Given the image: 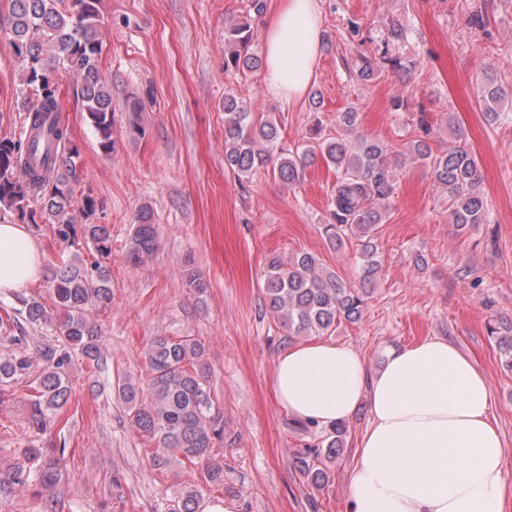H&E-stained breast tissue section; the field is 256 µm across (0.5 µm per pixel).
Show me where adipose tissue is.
<instances>
[{"label": "adipose tissue", "instance_id": "obj_1", "mask_svg": "<svg viewBox=\"0 0 512 512\" xmlns=\"http://www.w3.org/2000/svg\"><path fill=\"white\" fill-rule=\"evenodd\" d=\"M321 45L318 0H281L263 46L266 93L293 102L314 76ZM43 254L24 225L0 223V295L41 280ZM275 399L295 418L323 428L367 403L351 477L349 512H506L512 472L491 416L486 376L446 339L388 347L377 372L328 340L300 343L277 360Z\"/></svg>", "mask_w": 512, "mask_h": 512}]
</instances>
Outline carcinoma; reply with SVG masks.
<instances>
[{"label":"carcinoma","mask_w":512,"mask_h":512,"mask_svg":"<svg viewBox=\"0 0 512 512\" xmlns=\"http://www.w3.org/2000/svg\"><path fill=\"white\" fill-rule=\"evenodd\" d=\"M7 38L22 57L23 91L33 90L34 100L26 107L24 139L0 138V210L20 220L34 218L38 205L57 225L60 242L72 245L78 238L91 245L92 258H62L46 276L62 320L52 325L50 343L35 345L0 357V385L32 372L34 363L44 364L40 389L28 419L32 431L44 434L57 421L58 410L69 400L68 372L74 356L93 363L102 355L101 336L90 313L112 301V277L104 264L112 251L110 225L93 222L97 209L89 193L76 195L70 173L80 157L68 128L61 125L62 94L56 77L69 75L75 81L86 118L100 148L112 151V95L100 66L102 41L98 21L100 0H8ZM224 40L231 51L224 70L232 75L262 66L252 50L251 25L241 20L225 28ZM509 97L492 77L480 84L478 104L485 118L498 119ZM360 114L340 112L336 126L347 137H319L292 151L279 144V128L272 117L257 119L237 96L224 95L225 165L237 176L249 178L262 168H271L283 183L299 180L304 168L322 160L336 170L330 195L329 221L324 233L332 245L354 246L359 285L346 284L333 270L310 252L283 259L270 258L264 273L263 290L269 308L288 333V339L332 336L344 323L361 320L364 306L375 286L381 263L376 234L384 222L383 201L390 198L395 169L385 159L387 146L360 131ZM414 160L429 166L438 185L448 192L452 223L467 227L486 221V204L481 193L474 154L464 146L433 151L430 143H411ZM157 248V229L151 213L142 211L133 224L129 261L138 265ZM184 287L203 296L208 282L194 269L186 270ZM18 313L36 326L48 324L42 304L24 299ZM491 337L512 368V319L488 326ZM148 370L149 398H141L142 387L130 378L118 385L129 410L132 427L156 440L155 461L174 452L193 465L205 467L207 481L224 482V465L213 449L224 446V412L215 406L206 373L205 345L194 336L153 339L143 351ZM347 428L338 423L329 429L321 446L307 447L293 459V466L317 490L330 482L322 459H333L343 446ZM64 449L27 448L25 463L0 472V495L38 485L49 491L59 481L60 457ZM200 493L191 490L171 505L170 512H197Z\"/></svg>","instance_id":"carcinoma-1"}]
</instances>
